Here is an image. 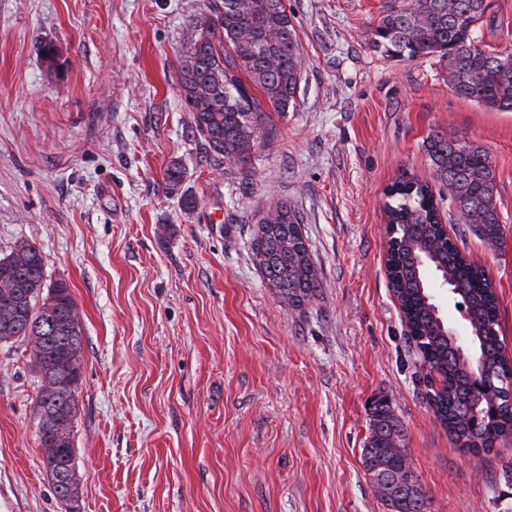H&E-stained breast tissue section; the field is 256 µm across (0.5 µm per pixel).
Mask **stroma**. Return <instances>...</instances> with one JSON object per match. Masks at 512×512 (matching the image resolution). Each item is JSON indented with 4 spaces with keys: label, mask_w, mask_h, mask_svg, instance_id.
Instances as JSON below:
<instances>
[{
    "label": "stroma",
    "mask_w": 512,
    "mask_h": 512,
    "mask_svg": "<svg viewBox=\"0 0 512 512\" xmlns=\"http://www.w3.org/2000/svg\"><path fill=\"white\" fill-rule=\"evenodd\" d=\"M384 2L285 0L300 96L243 171L205 161L177 89L209 0H0V254L38 247L84 337L74 504L42 465L31 348L0 342V512H387L362 465L378 399L432 512H512V434L472 456L427 403L382 211L399 174L431 179L429 135L488 151L503 245L447 200L443 220L492 280L512 357V112L456 95L436 59L374 48ZM487 3L477 37L501 50L512 0ZM279 199L321 283L299 306L251 248L254 214Z\"/></svg>",
    "instance_id": "stroma-1"
}]
</instances>
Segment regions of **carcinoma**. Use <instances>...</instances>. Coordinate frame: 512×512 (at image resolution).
Wrapping results in <instances>:
<instances>
[{
	"label": "carcinoma",
	"instance_id": "obj_1",
	"mask_svg": "<svg viewBox=\"0 0 512 512\" xmlns=\"http://www.w3.org/2000/svg\"><path fill=\"white\" fill-rule=\"evenodd\" d=\"M486 12L482 0H387L372 44L391 58H436L458 96L512 111V49L476 45L474 32ZM301 81L300 48L284 0H211L208 12L189 24L177 89L213 161L241 166L251 154L252 136L274 139L271 113L296 107ZM425 150L433 177L448 188L463 222L485 244L500 245L496 174L487 150L438 133L428 137ZM384 196L393 227L389 285L423 366L443 379L441 388L428 390L427 401L457 445L473 454L488 452L512 430V360L504 355L494 285L448 237L429 181L402 174ZM256 223L253 257L268 284L293 306L310 300L321 284L298 212L288 201H276L257 214ZM419 257L424 264L417 267ZM44 268L42 252L29 243L0 255V342L31 346L41 377L36 407L43 468L56 495L72 501L78 499L73 433L82 323L70 285L47 282ZM439 268L469 314L463 357L435 310L428 274ZM402 441V425L388 404H375L362 454L366 471L391 482L380 492L388 512H430L407 453L392 451Z\"/></svg>",
	"mask_w": 512,
	"mask_h": 512
}]
</instances>
